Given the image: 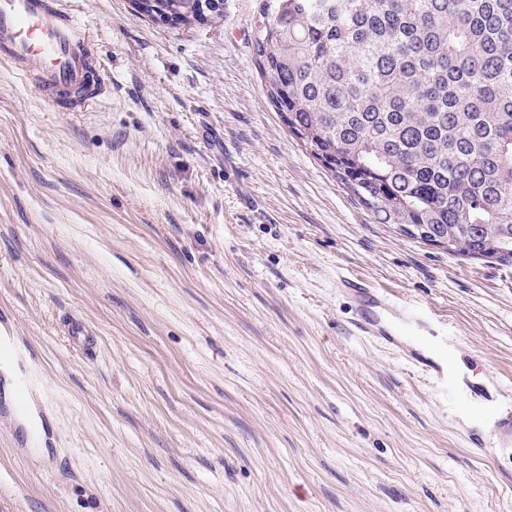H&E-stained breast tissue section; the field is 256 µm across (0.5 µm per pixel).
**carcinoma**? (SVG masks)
Instances as JSON below:
<instances>
[{
	"label": "carcinoma",
	"mask_w": 512,
	"mask_h": 512,
	"mask_svg": "<svg viewBox=\"0 0 512 512\" xmlns=\"http://www.w3.org/2000/svg\"><path fill=\"white\" fill-rule=\"evenodd\" d=\"M275 2L252 57L289 132L380 223L512 266V0Z\"/></svg>",
	"instance_id": "carcinoma-1"
}]
</instances>
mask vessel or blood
Segmentation results:
<instances>
[{
	"instance_id": "vessel-or-blood-1",
	"label": "vessel or blood",
	"mask_w": 512,
	"mask_h": 512,
	"mask_svg": "<svg viewBox=\"0 0 512 512\" xmlns=\"http://www.w3.org/2000/svg\"><path fill=\"white\" fill-rule=\"evenodd\" d=\"M0 62L60 112L87 111L103 87L86 27L62 0H0ZM341 284L355 303V335L400 353L449 398L470 442L480 444L489 434L500 447L512 446V407L488 389L477 388L469 373L454 365L455 339L446 323L397 304L362 279L345 277ZM64 330L75 346L92 347L93 333L79 319L68 318Z\"/></svg>"
}]
</instances>
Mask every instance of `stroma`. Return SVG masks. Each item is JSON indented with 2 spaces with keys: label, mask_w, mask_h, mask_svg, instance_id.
<instances>
[{
  "label": "stroma",
  "mask_w": 512,
  "mask_h": 512,
  "mask_svg": "<svg viewBox=\"0 0 512 512\" xmlns=\"http://www.w3.org/2000/svg\"><path fill=\"white\" fill-rule=\"evenodd\" d=\"M63 3L105 76L92 110L0 64V335L42 424L0 372V512H512V447L475 456L339 285L447 323L512 404V267L379 223L291 135L252 61L262 0L191 26ZM64 330L71 342L83 349L91 348L95 334L90 331L85 324L77 318L70 317L64 322Z\"/></svg>",
  "instance_id": "stroma-1"
}]
</instances>
